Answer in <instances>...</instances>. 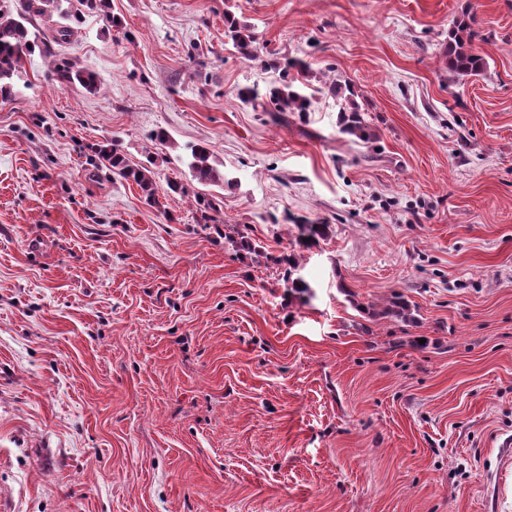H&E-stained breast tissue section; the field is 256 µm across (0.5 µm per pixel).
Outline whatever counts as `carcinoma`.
I'll return each instance as SVG.
<instances>
[{
    "label": "carcinoma",
    "instance_id": "cac0c4a2",
    "mask_svg": "<svg viewBox=\"0 0 512 512\" xmlns=\"http://www.w3.org/2000/svg\"><path fill=\"white\" fill-rule=\"evenodd\" d=\"M59 7L58 0H26L22 11L13 13L10 9L0 5V96L8 98L13 91L12 80L21 62L34 55L35 51L42 49L45 41L38 34H30L26 23L32 14L43 15L46 8ZM229 27L226 36L231 39L234 47L245 58L254 57L252 47L253 37L248 30L238 25L234 20H228ZM471 23L473 18H461L448 31V42L445 46V57L448 72L457 76L477 75L486 65L482 55L473 48L475 32ZM56 79L65 85L79 84L92 90L97 84V76L92 72L73 71L67 65H58L55 69ZM335 94L341 96L340 103V132L355 136L364 142H371L377 136L371 132L361 115L358 106L348 96L341 94V89L333 88ZM269 102L276 112H305L310 101L308 97L291 84L273 87L269 90ZM191 168L196 177L202 182L220 183L224 181L217 169L209 163L210 152L208 148L199 146L192 149ZM107 160L119 176L131 179L145 194L146 200L155 205L159 204L156 194V185L151 175V170L146 167L134 168L129 166L123 155L117 150L107 155ZM360 310L374 318H384L401 322L415 320L413 309L402 295L396 294L388 303L381 307H360Z\"/></svg>",
    "mask_w": 512,
    "mask_h": 512
}]
</instances>
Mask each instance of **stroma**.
Segmentation results:
<instances>
[{"mask_svg": "<svg viewBox=\"0 0 512 512\" xmlns=\"http://www.w3.org/2000/svg\"><path fill=\"white\" fill-rule=\"evenodd\" d=\"M62 5L70 37L33 17L48 50L0 98L5 512H512V0ZM464 10L476 76L443 58ZM285 60L307 111L242 99ZM335 82L375 141L340 132ZM395 292L417 323L357 309ZM229 27L226 36L231 39L234 47L245 58L254 57V49L252 43L253 37L249 34L246 27L238 25L233 19L228 18ZM56 79L65 85L78 83L86 89L92 90L97 84V76L92 72L73 71L67 65H57L55 69ZM191 156L190 166L195 171L198 180L201 182L224 183V175L209 163L210 152L208 148L204 146L192 148ZM107 160L114 170L113 172L117 173L124 179H131L135 184L139 186L142 192L145 194L146 200L150 204L158 205V197L156 191V185L154 179L151 175V170L147 167L134 168L129 166L123 155L117 151V149H112V153L107 155Z\"/></svg>", "mask_w": 512, "mask_h": 512, "instance_id": "1", "label": "stroma"}]
</instances>
